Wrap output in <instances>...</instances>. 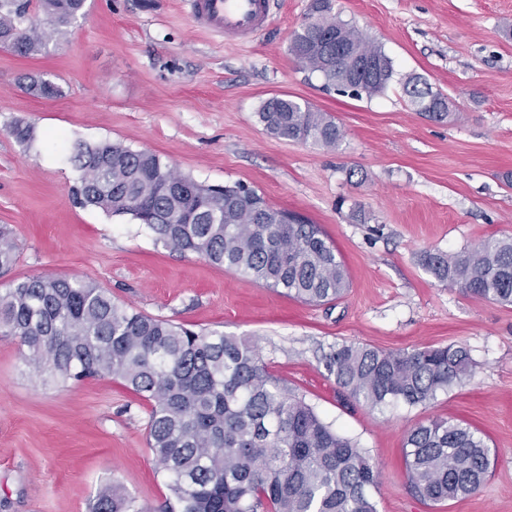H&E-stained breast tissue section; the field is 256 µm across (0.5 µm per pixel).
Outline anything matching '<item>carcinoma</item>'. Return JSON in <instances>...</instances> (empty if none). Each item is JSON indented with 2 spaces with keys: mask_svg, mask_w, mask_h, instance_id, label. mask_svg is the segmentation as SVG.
I'll return each instance as SVG.
<instances>
[{
  "mask_svg": "<svg viewBox=\"0 0 512 512\" xmlns=\"http://www.w3.org/2000/svg\"><path fill=\"white\" fill-rule=\"evenodd\" d=\"M84 0H0V36L14 53L41 54L65 36ZM375 63L354 97L376 96L394 77L392 60L349 23L328 15L295 32L289 51L327 89L347 94L336 43ZM419 114L441 121L448 97L418 77L403 84ZM24 90L52 99L58 85L32 78ZM280 139L334 147L342 133L326 113L289 96L259 108ZM80 172L73 198L82 207L131 215L166 248L247 276L307 303L341 298L347 268L335 245L297 213L261 196L257 211L226 192L178 174L151 151L103 142L74 147ZM14 262L13 231L0 225V272ZM422 265L463 294L512 306V237H489L458 252H425ZM0 336L18 342L38 378L62 383L88 376L124 382L150 405L147 442L173 499L166 512H377L378 471L356 442L334 431L314 408L270 374L248 340L194 331L115 303L94 283L40 276L0 291ZM328 374L375 410L427 405L460 387L474 362L458 345L385 351L343 344L324 358ZM408 482L432 503L476 492L490 473V448L463 421L433 417L404 435ZM91 512H148L112 483Z\"/></svg>",
  "mask_w": 512,
  "mask_h": 512,
  "instance_id": "carcinoma-1",
  "label": "carcinoma"
}]
</instances>
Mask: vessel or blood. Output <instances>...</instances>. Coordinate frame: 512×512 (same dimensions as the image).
Returning <instances> with one entry per match:
<instances>
[{"mask_svg":"<svg viewBox=\"0 0 512 512\" xmlns=\"http://www.w3.org/2000/svg\"><path fill=\"white\" fill-rule=\"evenodd\" d=\"M194 27L225 40L252 41L266 30L274 0H185Z\"/></svg>","mask_w":512,"mask_h":512,"instance_id":"vessel-or-blood-1","label":"vessel or blood"}]
</instances>
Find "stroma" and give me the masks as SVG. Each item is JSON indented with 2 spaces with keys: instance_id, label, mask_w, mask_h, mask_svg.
I'll return each instance as SVG.
<instances>
[{
  "instance_id": "stroma-1",
  "label": "stroma",
  "mask_w": 512,
  "mask_h": 512,
  "mask_svg": "<svg viewBox=\"0 0 512 512\" xmlns=\"http://www.w3.org/2000/svg\"><path fill=\"white\" fill-rule=\"evenodd\" d=\"M310 4L278 0L264 32L235 43L197 30L181 0H86L43 54L0 49V224L15 246L0 289L76 277L136 311L248 338L272 375L378 462V512H512V307L465 296L420 262L512 235V0H335L393 61L394 81L370 99L326 90L290 53ZM28 74L61 95L26 93ZM411 76L448 96L447 118L415 112ZM276 95L329 113L339 143L268 134L257 112ZM19 120L31 143L11 135ZM105 141L155 152L203 185L244 184L320 225L347 294L310 305L170 252L132 216L80 207L72 146ZM341 344H457L475 367L432 404L372 410L324 368ZM149 410L110 377L42 384L0 338V512H90L113 481L153 512L170 491L147 445ZM436 416L478 429L494 460L477 492L438 505L410 490L402 453L406 431Z\"/></svg>"
}]
</instances>
